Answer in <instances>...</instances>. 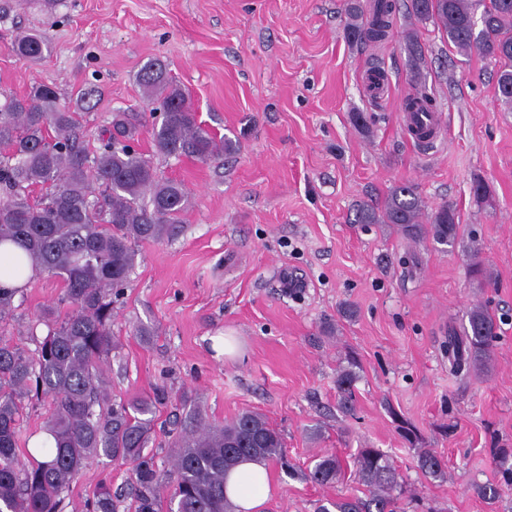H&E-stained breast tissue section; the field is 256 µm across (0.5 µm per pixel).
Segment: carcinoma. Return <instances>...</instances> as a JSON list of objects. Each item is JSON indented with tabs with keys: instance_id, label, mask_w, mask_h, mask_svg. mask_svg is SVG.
Wrapping results in <instances>:
<instances>
[{
	"instance_id": "1",
	"label": "carcinoma",
	"mask_w": 512,
	"mask_h": 512,
	"mask_svg": "<svg viewBox=\"0 0 512 512\" xmlns=\"http://www.w3.org/2000/svg\"><path fill=\"white\" fill-rule=\"evenodd\" d=\"M409 13L431 22L461 51L476 49L500 64L497 101L512 109V0H410ZM398 12L396 0H372L367 11L353 9L346 23L353 42L384 41ZM17 56L35 62L49 51L36 33L20 36ZM145 93L156 98L161 124L151 136L158 154L191 156L201 162L237 150L230 139L216 141L197 123L191 94L172 83L166 65L150 60L137 74ZM82 115L58 106L56 90L38 85L0 106V244L11 242L26 252L16 271L26 266L31 278L59 279L63 294L42 308L37 322L47 327L28 356L0 334V512H64L67 493L79 472L95 458L130 465L137 485L130 508L163 512V491L170 487L173 512H234L224 493V478L244 460L284 461L281 431L256 412L246 411L224 424L192 421L169 443L176 449L173 475L164 485L156 470L152 403L145 398L115 403L103 375L117 344L112 336V297L129 282L140 243L165 239L188 208L180 182L162 177L150 158L134 147L141 134L138 114L115 112L108 137L94 149L80 137ZM42 194L30 200L32 188ZM360 224H395L412 239L431 238L452 246L459 219L448 204L428 208L414 190L395 189L381 209H358ZM472 277H487L481 252L468 255ZM26 287L0 288V322L12 316L16 297ZM495 315L483 306L468 314L463 334L448 336L450 371L485 372L497 339ZM355 374L336 378L339 405L353 407ZM48 400L43 431L54 446L41 449L44 459L23 460L17 452L24 400ZM423 475L437 478L445 463L429 448L418 451ZM354 474L366 487L362 497L321 504L317 512H398L393 491L399 473L378 448H361ZM342 473L335 454H326L309 477L324 485ZM90 512H119V500L103 482L89 502Z\"/></svg>"
}]
</instances>
